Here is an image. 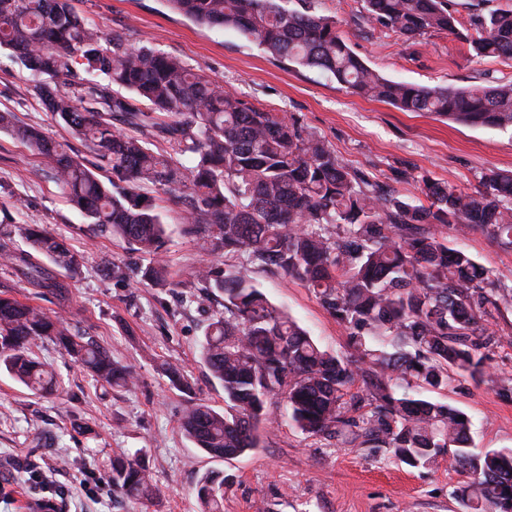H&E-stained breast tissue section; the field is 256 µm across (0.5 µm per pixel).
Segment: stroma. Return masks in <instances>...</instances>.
<instances>
[{"label":"stroma","instance_id":"obj_1","mask_svg":"<svg viewBox=\"0 0 512 512\" xmlns=\"http://www.w3.org/2000/svg\"><path fill=\"white\" fill-rule=\"evenodd\" d=\"M318 14L335 18L352 50L385 77L422 86H497L512 83V61L481 58L454 36L429 33L413 41L388 29L363 26L362 0H311ZM79 15L103 33L126 31L134 45H147L181 60L217 86L270 112L297 117L347 165L371 181L421 200L423 180L465 191L481 185L492 170L512 171V130L455 123L423 112L351 94L318 73L275 61L237 33L197 25L171 10L166 0H73ZM29 73L15 53L0 51V112L14 113L21 126H35L58 142L67 129L29 95ZM23 197L26 207L11 203ZM18 221L47 227L84 255L73 273H58L68 293L41 294L29 281L0 264V288L17 299L63 316L77 331L107 347L114 360L138 380L133 391L96 383L89 372L44 342L39 357L62 381L50 397L33 395L0 371V512H32L41 502L55 512H198L195 488L211 469L233 479L224 512H458L452 491L461 477L447 463L412 468L387 450L347 447L304 434L287 416L260 430V445L241 457H208L180 429L184 409L195 402L224 405V392L200 361L198 345L209 314L193 301L195 272L224 266L197 238L172 233L166 260L175 289L134 279H115L107 270L132 259L121 241L86 224L65 192L17 138L0 133V225ZM486 267L501 287L512 288V247L481 232L449 234ZM269 301L285 311L322 348L347 356L344 326L303 284L255 271ZM501 342L491 353L487 375L458 378L440 389L397 381L400 394L447 404L472 421L476 449L512 448V301L501 304L492 324ZM178 367L188 390L171 387L160 369ZM145 454L160 489L158 497L118 502L108 483L113 451ZM38 465L47 483L27 482Z\"/></svg>","mask_w":512,"mask_h":512}]
</instances>
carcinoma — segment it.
Listing matches in <instances>:
<instances>
[{
  "instance_id": "1",
  "label": "carcinoma",
  "mask_w": 512,
  "mask_h": 512,
  "mask_svg": "<svg viewBox=\"0 0 512 512\" xmlns=\"http://www.w3.org/2000/svg\"><path fill=\"white\" fill-rule=\"evenodd\" d=\"M168 2L199 25L232 30L275 60L316 71L357 96L402 112L512 128V84L427 87L388 79L353 52L334 19L309 8L290 10L284 0ZM363 2L369 26L408 41L454 34L478 57L512 60V11L474 13L473 30L461 31L448 0ZM0 48L18 54L33 95L91 158L71 154L69 144L37 128L15 125L7 112L0 113V131L27 145L87 223L148 260L115 266L113 276L171 284L161 259L170 232L146 199L149 187L176 192L191 184L180 233L200 236L210 251L237 260L197 275V305L222 300L199 356L224 391V410L196 403L184 411L182 432L198 448L225 460L255 450L260 426L275 418L270 402L277 398L310 436L385 448L414 468L448 460V468L466 477L453 491L463 512H512V449L475 453L471 420L459 419L463 412L394 390L406 378L423 388L446 386L450 369L474 380L487 375L489 352L498 344L489 325L504 289L438 231L476 230L512 245V208L504 206L512 199L511 173L491 170L473 192L426 180L424 200L414 204L343 163L296 118L218 88L175 57L135 47L124 32L102 33L69 0H0ZM116 120L151 132L165 149L118 130ZM101 170L111 174L106 183ZM17 237L33 252L19 249ZM82 262L44 228L14 224L0 232V263L57 296L65 289L50 269L74 272ZM255 270L312 289L345 327L357 356L319 347L269 302L251 276ZM385 336L394 339L391 349L371 345ZM44 341L101 384L136 386L133 372L96 340L0 292V369L39 396L60 387L34 351ZM160 369L173 387L189 389L176 367ZM109 481L112 493L128 499L157 492L143 454H113ZM229 487L224 472L205 473L196 486L200 512H224Z\"/></svg>"
}]
</instances>
